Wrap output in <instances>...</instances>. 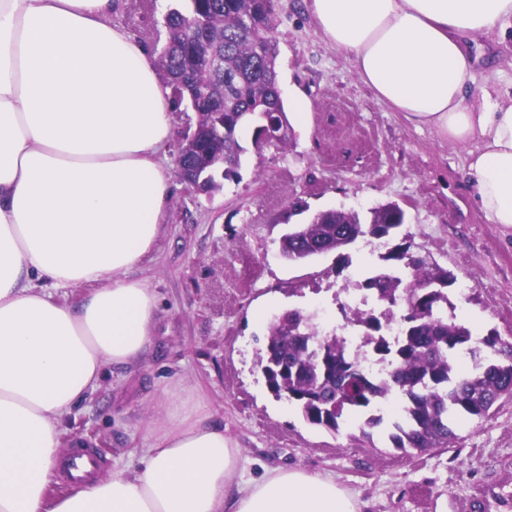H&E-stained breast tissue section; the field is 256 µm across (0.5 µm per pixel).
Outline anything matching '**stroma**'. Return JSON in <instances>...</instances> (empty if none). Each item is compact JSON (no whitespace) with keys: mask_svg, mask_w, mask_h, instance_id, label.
Returning <instances> with one entry per match:
<instances>
[{"mask_svg":"<svg viewBox=\"0 0 512 512\" xmlns=\"http://www.w3.org/2000/svg\"><path fill=\"white\" fill-rule=\"evenodd\" d=\"M307 2L279 0L276 27L282 97L310 101L305 123L294 125L286 147L260 154L252 125L243 126L242 167L218 191L198 194L177 182L158 248L136 272L158 297L152 346L136 362L105 368L64 425L61 451L95 449L104 474L135 464L147 423L164 404L161 386L178 384L202 393L239 444L237 481L298 467L334 478L361 512H512L479 495L499 487L512 501V397L487 417L459 420L448 447L403 452L381 432L363 438L356 415L335 433L309 424L270 394L256 366V340L270 317L288 309L336 312L382 254L404 240L457 279H473L467 301L456 306L459 319L474 333L493 329L512 342V227L479 210L465 151L379 102L325 40ZM177 5L120 0L112 21L156 55L166 43L164 18ZM482 41L496 63L476 71L468 92L493 88L510 101L512 28ZM297 199L313 213L362 215L395 202L406 222L393 236L291 263L281 258L279 240L300 221L292 210Z\"/></svg>","mask_w":512,"mask_h":512,"instance_id":"stroma-1","label":"stroma"}]
</instances>
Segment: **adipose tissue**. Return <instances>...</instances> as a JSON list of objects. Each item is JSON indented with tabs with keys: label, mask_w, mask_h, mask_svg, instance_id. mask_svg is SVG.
Returning <instances> with one entry per match:
<instances>
[{
	"label": "adipose tissue",
	"mask_w": 512,
	"mask_h": 512,
	"mask_svg": "<svg viewBox=\"0 0 512 512\" xmlns=\"http://www.w3.org/2000/svg\"><path fill=\"white\" fill-rule=\"evenodd\" d=\"M118 0H0V512H360L333 479L276 468L230 489L241 451L205 397L164 387L134 472L47 490L61 428L106 366L142 358L157 296L136 272L156 249L172 177L169 89L111 24ZM360 81L465 149L475 200L512 227V102L466 94L512 0H310ZM77 287V302L46 285Z\"/></svg>",
	"instance_id": "obj_1"
}]
</instances>
